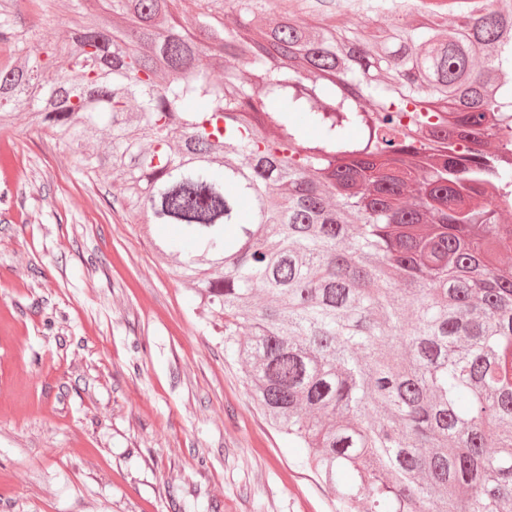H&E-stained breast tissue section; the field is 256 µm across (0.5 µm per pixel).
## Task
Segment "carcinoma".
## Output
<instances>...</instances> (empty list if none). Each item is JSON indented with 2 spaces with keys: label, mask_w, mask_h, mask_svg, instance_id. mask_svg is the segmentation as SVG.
Here are the masks:
<instances>
[{
  "label": "carcinoma",
  "mask_w": 512,
  "mask_h": 512,
  "mask_svg": "<svg viewBox=\"0 0 512 512\" xmlns=\"http://www.w3.org/2000/svg\"><path fill=\"white\" fill-rule=\"evenodd\" d=\"M85 1L128 27L35 42L0 0L25 54L0 127L109 130L82 167L177 228L158 252L337 512H512V0H344L340 25L302 0L272 26L237 0L233 28L189 0L193 31L177 0Z\"/></svg>",
  "instance_id": "carcinoma-1"
}]
</instances>
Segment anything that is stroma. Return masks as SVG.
I'll return each instance as SVG.
<instances>
[{
    "mask_svg": "<svg viewBox=\"0 0 512 512\" xmlns=\"http://www.w3.org/2000/svg\"><path fill=\"white\" fill-rule=\"evenodd\" d=\"M77 16L55 0L17 21L61 41ZM109 143L0 129V512H334L159 254L167 227L82 170Z\"/></svg>",
    "mask_w": 512,
    "mask_h": 512,
    "instance_id": "stroma-1",
    "label": "stroma"
}]
</instances>
